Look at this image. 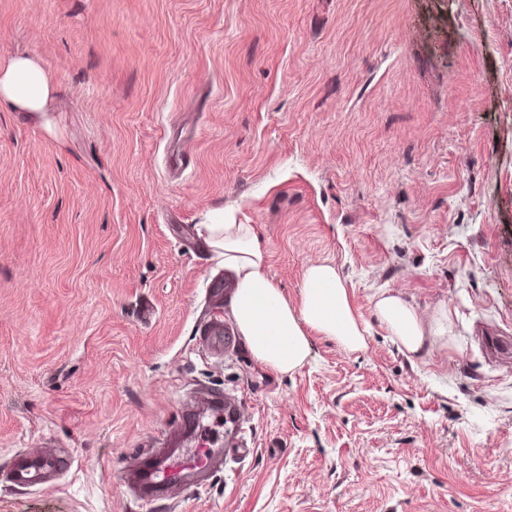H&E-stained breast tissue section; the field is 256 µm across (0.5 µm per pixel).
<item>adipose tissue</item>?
Wrapping results in <instances>:
<instances>
[{"instance_id": "ef3b65f1", "label": "adipose tissue", "mask_w": 512, "mask_h": 512, "mask_svg": "<svg viewBox=\"0 0 512 512\" xmlns=\"http://www.w3.org/2000/svg\"><path fill=\"white\" fill-rule=\"evenodd\" d=\"M54 93V83L34 56L17 55L0 61V103L18 112L41 113ZM207 240L230 271V307L240 335L261 366L288 373L311 352V334L336 340L346 351L366 348L369 329L350 304L344 279L336 267H307L300 303L292 305L269 271L267 250L256 225L228 223L218 218L206 225ZM374 312L397 349L419 356L448 333L447 307L424 320L400 293L384 290L374 298Z\"/></svg>"}]
</instances>
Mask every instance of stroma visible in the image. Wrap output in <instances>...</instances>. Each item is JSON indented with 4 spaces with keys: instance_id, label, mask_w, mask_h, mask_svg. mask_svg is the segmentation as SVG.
I'll return each mask as SVG.
<instances>
[{
    "instance_id": "stroma-1",
    "label": "stroma",
    "mask_w": 512,
    "mask_h": 512,
    "mask_svg": "<svg viewBox=\"0 0 512 512\" xmlns=\"http://www.w3.org/2000/svg\"><path fill=\"white\" fill-rule=\"evenodd\" d=\"M17 54L56 93L0 107V512H512V0H0ZM219 210L291 303L336 265L366 348L257 364ZM385 289L451 333L409 361ZM214 394L244 455L140 498L124 470L188 415L223 447ZM20 455L66 466L21 487Z\"/></svg>"
}]
</instances>
